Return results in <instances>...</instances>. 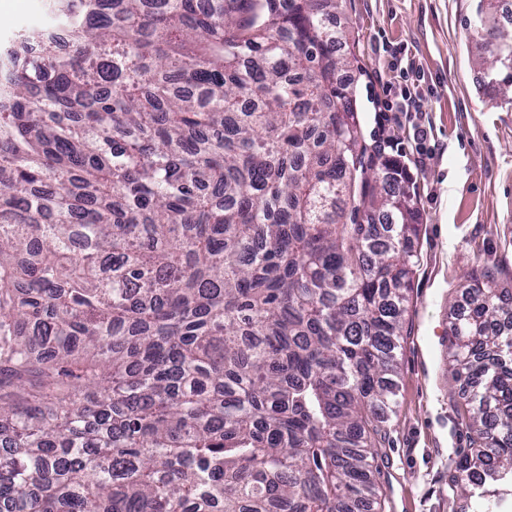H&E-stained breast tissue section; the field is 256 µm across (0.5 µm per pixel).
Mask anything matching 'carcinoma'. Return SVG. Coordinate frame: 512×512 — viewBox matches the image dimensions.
I'll use <instances>...</instances> for the list:
<instances>
[{
	"instance_id": "obj_1",
	"label": "carcinoma",
	"mask_w": 512,
	"mask_h": 512,
	"mask_svg": "<svg viewBox=\"0 0 512 512\" xmlns=\"http://www.w3.org/2000/svg\"><path fill=\"white\" fill-rule=\"evenodd\" d=\"M282 2L49 0L61 38L0 46L10 512L378 505L417 210L337 78L336 0ZM485 47L512 87V32ZM465 293L453 491L512 474V294Z\"/></svg>"
}]
</instances>
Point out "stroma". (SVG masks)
<instances>
[{
    "label": "stroma",
    "instance_id": "obj_1",
    "mask_svg": "<svg viewBox=\"0 0 512 512\" xmlns=\"http://www.w3.org/2000/svg\"><path fill=\"white\" fill-rule=\"evenodd\" d=\"M45 2L10 0L0 45L45 24ZM480 10L496 23L493 0H338L336 9L365 134L410 172L422 224L395 411L375 457L384 512H512L510 484L486 483L480 498L448 487L471 443L463 386L448 367V327L466 305L471 272L512 291V91L482 63V36L469 26ZM385 41L424 75L414 116L376 109L396 76L379 50ZM419 126L427 131L421 146Z\"/></svg>",
    "mask_w": 512,
    "mask_h": 512
}]
</instances>
